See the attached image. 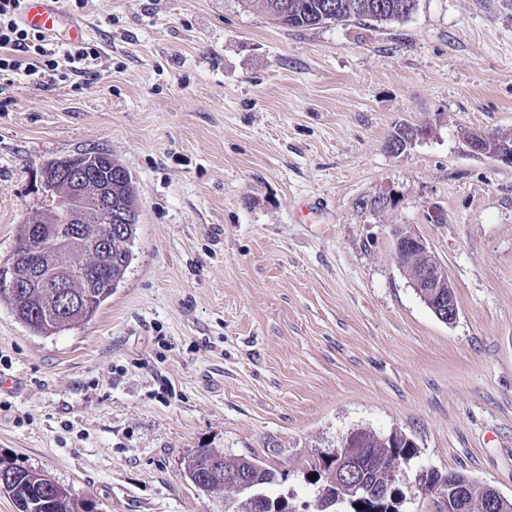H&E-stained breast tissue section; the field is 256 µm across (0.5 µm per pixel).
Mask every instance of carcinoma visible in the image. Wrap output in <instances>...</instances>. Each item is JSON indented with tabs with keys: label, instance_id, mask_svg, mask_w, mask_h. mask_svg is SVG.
Instances as JSON below:
<instances>
[{
	"label": "carcinoma",
	"instance_id": "obj_1",
	"mask_svg": "<svg viewBox=\"0 0 512 512\" xmlns=\"http://www.w3.org/2000/svg\"><path fill=\"white\" fill-rule=\"evenodd\" d=\"M246 8L260 9L276 23L291 28H305L329 22H346L353 19L376 22H395L408 17L417 0H241ZM112 179V193L128 204L136 201L131 183L112 177V167L104 164L98 168L101 182ZM46 224L55 225L56 236L66 234L67 226L61 223V207L38 216ZM38 229L36 224H21L16 246L8 259L18 278L28 283L22 293L0 286V304L11 310L16 320L37 336L51 337L75 326L89 322L112 296L113 291L125 278L133 260V252L122 241L112 245L110 262L98 268L83 269L81 265L93 262L86 247L56 243L49 244L38 255L32 254L29 239ZM66 276L76 278L68 292L71 305L60 304V295L53 288L55 275L60 270ZM411 448L398 450L374 435L365 448L360 450L358 463L365 486L362 501L364 508H350L349 512H372L375 506L372 490L385 479L394 458L411 453ZM224 460V469L244 474L254 487L240 492L222 480L209 475L213 458ZM14 474L5 483L0 481V493L7 495L16 512H93L89 502L76 499L64 485L41 471L6 464L0 461V472ZM183 475L195 489L207 494H224L225 512H256L253 494L261 493L279 483L278 471L262 465L257 459L235 455L219 448H199L184 459ZM442 483H452L465 488L463 498L453 497L448 512H488V493L461 471L437 473Z\"/></svg>",
	"mask_w": 512,
	"mask_h": 512
}]
</instances>
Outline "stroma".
<instances>
[{
  "instance_id": "obj_1",
  "label": "stroma",
  "mask_w": 512,
  "mask_h": 512,
  "mask_svg": "<svg viewBox=\"0 0 512 512\" xmlns=\"http://www.w3.org/2000/svg\"><path fill=\"white\" fill-rule=\"evenodd\" d=\"M65 22L104 79L0 85V263L51 209V160L103 152L139 204L134 259L88 323L45 338L0 304V458L94 512H224L182 462L252 456L314 512L320 461L399 431L419 465L512 499V0H417L302 29L239 0H88ZM402 124L430 134L402 152ZM318 210L300 215L306 201ZM423 238L441 322L394 259ZM470 133L472 136L469 146L474 153L484 155L494 161L512 164V149H494L491 144L492 134L481 131H471ZM408 248L413 251L418 250L419 253L427 260L425 265L418 268L413 274V287L415 290L436 288L432 292L433 295L439 297L436 302L437 308L434 311L435 316L445 323L454 322L458 316V308L456 301L453 298L454 286L448 276L447 270L441 264L429 245L423 239L416 236H411L409 238L406 237L405 239L401 236L397 237L394 256L399 266L403 267L405 265V250ZM442 288L443 293L448 292L449 294V291H451L450 298L446 299L442 297Z\"/></svg>"
}]
</instances>
